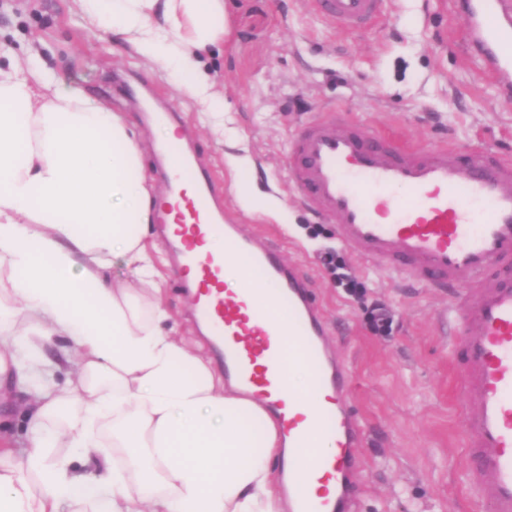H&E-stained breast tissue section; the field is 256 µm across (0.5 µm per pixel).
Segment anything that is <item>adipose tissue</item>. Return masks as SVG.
I'll use <instances>...</instances> for the list:
<instances>
[{"mask_svg":"<svg viewBox=\"0 0 512 512\" xmlns=\"http://www.w3.org/2000/svg\"><path fill=\"white\" fill-rule=\"evenodd\" d=\"M222 118L202 58L224 0H72ZM141 144L27 46L0 66V375L28 396V443L0 436V512H286L283 430L173 336ZM123 263L133 285L113 282ZM64 384L36 386L44 370ZM72 448L75 458H55Z\"/></svg>","mask_w":512,"mask_h":512,"instance_id":"adipose-tissue-1","label":"adipose tissue"}]
</instances>
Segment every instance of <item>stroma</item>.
Segmentation results:
<instances>
[{
	"mask_svg": "<svg viewBox=\"0 0 512 512\" xmlns=\"http://www.w3.org/2000/svg\"><path fill=\"white\" fill-rule=\"evenodd\" d=\"M384 24L360 35L330 28L307 0H233L231 34L206 68L231 109L215 132L192 98L136 54L117 51L110 34L88 33L70 0H0V40L43 42L46 68L67 85L125 113L139 134L148 179L161 186L156 134L118 80L142 88L179 113L191 147L220 179L235 223L265 234L286 261L299 265L317 304L338 331L353 376L350 407L365 429L356 512H482L466 483L464 413L459 370L448 351L450 294L372 270L336 240V227L316 221L287 187L289 141L322 109L343 110L399 143L465 149L479 142L512 156V98L490 82L467 52L454 0H387ZM248 158L233 174L225 157ZM285 204L280 219L242 209L237 187ZM338 254L360 288L338 287L323 266ZM165 300L178 336L211 354L172 265L162 269ZM395 313L391 335L369 321L375 301Z\"/></svg>",
	"mask_w": 512,
	"mask_h": 512,
	"instance_id": "stroma-1",
	"label": "stroma"
}]
</instances>
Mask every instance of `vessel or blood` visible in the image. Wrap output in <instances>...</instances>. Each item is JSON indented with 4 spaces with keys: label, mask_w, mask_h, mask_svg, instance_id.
Wrapping results in <instances>:
<instances>
[{
    "label": "vessel or blood",
    "mask_w": 512,
    "mask_h": 512,
    "mask_svg": "<svg viewBox=\"0 0 512 512\" xmlns=\"http://www.w3.org/2000/svg\"><path fill=\"white\" fill-rule=\"evenodd\" d=\"M333 29L364 33L382 23L385 0H309ZM470 51L500 91L512 96V0H457ZM179 164L165 177L160 223L168 249L186 270L194 317L212 328L224 379L258 395L278 419L290 453L295 512H352L363 437L348 410L351 374L328 348L332 328L311 299V284L264 236L230 223L216 180L178 142L160 149ZM288 188L315 218L335 224L341 246L375 270L453 292L449 345L461 370L466 404L467 480L485 512H512V157L481 145L458 150L402 146L363 123L327 111L305 122L289 144ZM247 256L245 282H269L262 305L224 288V257L202 255L210 239ZM285 314L300 338L287 355L271 310ZM307 370L313 390L326 392L311 418L290 395V371ZM320 432L336 445L318 469L335 496L308 490L296 466Z\"/></svg>",
    "instance_id": "obj_1"
}]
</instances>
